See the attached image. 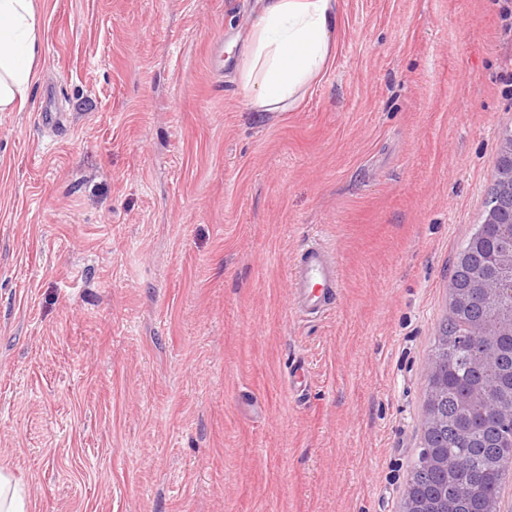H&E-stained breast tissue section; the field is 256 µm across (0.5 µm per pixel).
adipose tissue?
I'll return each mask as SVG.
<instances>
[{
  "mask_svg": "<svg viewBox=\"0 0 512 512\" xmlns=\"http://www.w3.org/2000/svg\"><path fill=\"white\" fill-rule=\"evenodd\" d=\"M335 28L334 0H266L240 71L251 109L275 112L292 103L325 67ZM40 31L35 0H0V112L30 95Z\"/></svg>",
  "mask_w": 512,
  "mask_h": 512,
  "instance_id": "adipose-tissue-1",
  "label": "adipose tissue"
}]
</instances>
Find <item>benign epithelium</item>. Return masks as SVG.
Instances as JSON below:
<instances>
[{
    "label": "benign epithelium",
    "instance_id": "benign-epithelium-1",
    "mask_svg": "<svg viewBox=\"0 0 512 512\" xmlns=\"http://www.w3.org/2000/svg\"><path fill=\"white\" fill-rule=\"evenodd\" d=\"M497 196L489 206L483 224L479 225L472 242V252L461 259L448 283V306L453 309L482 306L491 317L484 322L475 319L472 330L482 337V345L471 355L472 367L480 373L493 375L502 363L497 346L504 339L512 344V132L503 135L496 159ZM429 404L423 419V430L452 428L474 442L479 426L442 410L448 399V368L446 362L434 356L427 363ZM490 389L472 386L463 400L474 406L488 398ZM481 407V406H479ZM483 422L494 425L506 419L502 437L510 447L501 448L478 462V469L495 472L512 468V390L506 398L481 407ZM425 467L453 474L457 459L425 449ZM402 512H448V502L435 498L427 488L415 481H406Z\"/></svg>",
    "mask_w": 512,
    "mask_h": 512
}]
</instances>
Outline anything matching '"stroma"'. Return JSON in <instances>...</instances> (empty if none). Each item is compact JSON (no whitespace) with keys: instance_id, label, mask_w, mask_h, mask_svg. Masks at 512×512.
<instances>
[{"instance_id":"35a3bbf8","label":"stroma","mask_w":512,"mask_h":512,"mask_svg":"<svg viewBox=\"0 0 512 512\" xmlns=\"http://www.w3.org/2000/svg\"><path fill=\"white\" fill-rule=\"evenodd\" d=\"M261 7L37 0L0 112V465L32 512H400L512 128V0H337L282 112L240 89ZM313 235L342 286L303 318Z\"/></svg>"}]
</instances>
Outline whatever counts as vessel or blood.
I'll use <instances>...</instances> for the list:
<instances>
[{"mask_svg":"<svg viewBox=\"0 0 512 512\" xmlns=\"http://www.w3.org/2000/svg\"><path fill=\"white\" fill-rule=\"evenodd\" d=\"M290 286L299 314L317 317L328 312L340 286L336 261L320 239L310 240L289 270Z\"/></svg>","mask_w":512,"mask_h":512,"instance_id":"obj_1","label":"vessel or blood"}]
</instances>
